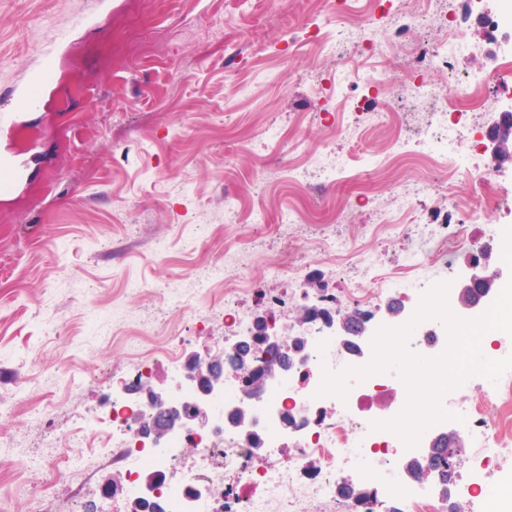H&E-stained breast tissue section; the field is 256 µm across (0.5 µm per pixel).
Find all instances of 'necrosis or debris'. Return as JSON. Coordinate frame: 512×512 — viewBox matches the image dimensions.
<instances>
[{"instance_id": "1", "label": "necrosis or debris", "mask_w": 512, "mask_h": 512, "mask_svg": "<svg viewBox=\"0 0 512 512\" xmlns=\"http://www.w3.org/2000/svg\"><path fill=\"white\" fill-rule=\"evenodd\" d=\"M426 18L418 0H404L389 16L384 34L363 25L357 28L348 54L364 59L365 64L353 74L336 78V96L345 111L359 108L358 101L347 93L349 83L377 93L386 88L388 76L378 62L394 47L407 46L409 64L416 73L454 71L459 57L468 50L466 40L457 30L434 42L422 38L419 30ZM488 81L483 73H473L463 85L442 95L422 79L418 81L415 94L431 100V118L413 135L394 134L388 157H426L442 166L444 175L404 189L401 200L429 193L451 196L448 177L452 174L478 181L491 174L492 164L478 161L485 135L482 92ZM465 209V204H455L442 211L437 223L412 220L407 231L420 245L394 263L386 262L380 252L359 254L351 247L353 238L376 240L378 224H392L384 210L378 213L377 225H363L353 235L327 227L314 242L342 257L351 312L376 331L382 323L371 307L382 294L409 286L417 295H424L430 285L419 276L423 268L451 267L453 253L460 250H469L471 258L480 260L485 251L494 249L491 240L472 248V235L457 219ZM260 300L273 341L260 345L245 365H231L228 355L240 341L255 335L256 325L233 318L234 294H224L220 312L231 333L212 339L211 358L225 363L224 388L212 398V428L177 430L157 446L138 432L139 426L151 424L156 415L155 407L142 400L138 391L159 367H166L176 381L206 367L205 362L185 356L171 340L129 367L113 371L107 380L117 398L111 410L84 414L70 422L68 450L61 458L64 470L84 471L93 460L121 464L124 495L110 496L105 487L98 490L110 512H128L129 503L135 501L147 503L152 512H273L283 504L288 512H305L303 502L311 498L339 504L341 512H456L462 496H490L496 470L512 459V370L504 372L492 388L481 390L479 397L456 402L450 395L442 396V408L461 416L463 436L478 450L480 472L467 482L449 485L447 493L425 495L417 492L416 481L406 479L392 463L393 458L420 453V446H407L397 434L381 427L407 403L397 367L362 380L348 378L343 397L319 392L325 373L360 368L372 360L371 354L358 353L350 345L339 346L335 336L321 331L323 318L336 317L341 309L335 289L318 293L319 314L305 322L307 361L291 371L283 369L280 361L292 341L278 333V323L288 313V298L281 291L265 290ZM448 344L445 323L429 318L414 328L408 347L421 357L435 358ZM242 408L247 409L248 418L241 425L234 414ZM252 435L259 439L262 453L251 449L248 438ZM280 453L285 456L284 464H272V457ZM350 467L357 472L356 493L344 497L339 489ZM228 474L237 478L235 487L229 489L224 486ZM151 477L160 480V495L147 493L146 481Z\"/></svg>"}]
</instances>
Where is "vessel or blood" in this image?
Returning a JSON list of instances; mask_svg holds the SVG:
<instances>
[{
	"label": "vessel or blood",
	"mask_w": 512,
	"mask_h": 512,
	"mask_svg": "<svg viewBox=\"0 0 512 512\" xmlns=\"http://www.w3.org/2000/svg\"><path fill=\"white\" fill-rule=\"evenodd\" d=\"M111 0H94L92 10L74 15L54 38L41 45L27 79L0 98V194H14L28 176L23 160L8 146L12 133L27 114L41 110L47 101L50 79L58 57L82 35L100 28L108 19Z\"/></svg>",
	"instance_id": "b4317fda"
}]
</instances>
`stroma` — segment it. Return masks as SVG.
<instances>
[{"instance_id": "35a3bbf8", "label": "stroma", "mask_w": 512, "mask_h": 512, "mask_svg": "<svg viewBox=\"0 0 512 512\" xmlns=\"http://www.w3.org/2000/svg\"><path fill=\"white\" fill-rule=\"evenodd\" d=\"M159 0H112V17L68 47L53 74L47 105L16 134L24 150L46 139L35 178L19 198L0 201V512H32L19 484L50 486L59 512L83 492L91 512H106L96 486L120 492L116 468L99 464L83 475L55 469L43 423L102 405L92 372L127 367L162 337L182 336L185 354H206L223 335L220 320L200 326L207 307L224 300L226 270H248L238 291L245 318L263 316L260 290L288 293L298 322L304 304L292 275L265 276L268 258L296 247L309 265L310 291L343 290L337 263L310 239L316 223L370 224L376 210L403 213L397 190L431 172L409 160L372 168L361 182L294 183L285 169L326 162L360 145L389 153L369 119L391 112L397 129L426 117L415 75L396 48L385 68L390 91L369 93L366 119L351 123L336 101L343 71L323 43L349 30L332 0H197L189 16H160ZM92 0H0V91L22 81L39 43ZM468 34L469 51L451 74L431 72L438 91L474 69L498 66L512 37L489 32L473 0H430ZM279 136L266 138L270 126ZM478 182L456 177L459 198L503 199L467 223L473 233L512 228V161ZM264 209L262 250L226 249L248 224L226 221L225 201ZM298 210L312 221L283 225ZM208 280L209 293L198 292ZM39 380L26 376L31 359ZM25 396H18L20 383Z\"/></svg>"}]
</instances>
